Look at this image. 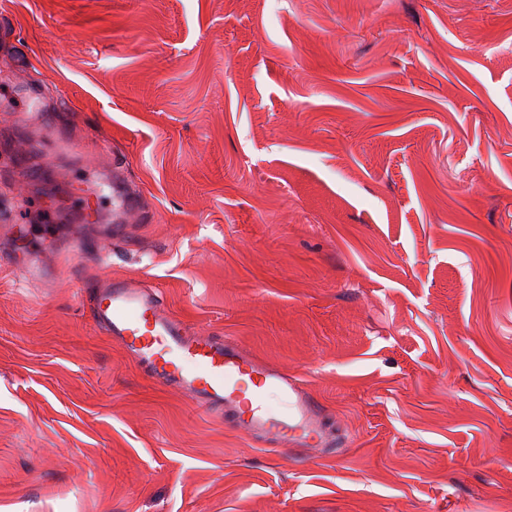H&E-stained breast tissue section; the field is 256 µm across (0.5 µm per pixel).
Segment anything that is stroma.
<instances>
[{"label": "stroma", "instance_id": "obj_1", "mask_svg": "<svg viewBox=\"0 0 512 512\" xmlns=\"http://www.w3.org/2000/svg\"><path fill=\"white\" fill-rule=\"evenodd\" d=\"M115 162L118 240L79 192ZM1 224L52 278L0 267V512H512V0H9ZM102 276L299 378L339 446L161 386Z\"/></svg>", "mask_w": 512, "mask_h": 512}]
</instances>
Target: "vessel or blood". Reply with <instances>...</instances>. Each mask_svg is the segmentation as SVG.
Segmentation results:
<instances>
[{"label": "vessel or blood", "mask_w": 512, "mask_h": 512, "mask_svg": "<svg viewBox=\"0 0 512 512\" xmlns=\"http://www.w3.org/2000/svg\"><path fill=\"white\" fill-rule=\"evenodd\" d=\"M92 318L146 361L153 377L198 407L224 410L245 435L291 448L325 447L320 404L303 384L229 340L189 332L164 308L160 291L127 279L86 283Z\"/></svg>", "instance_id": "1"}]
</instances>
